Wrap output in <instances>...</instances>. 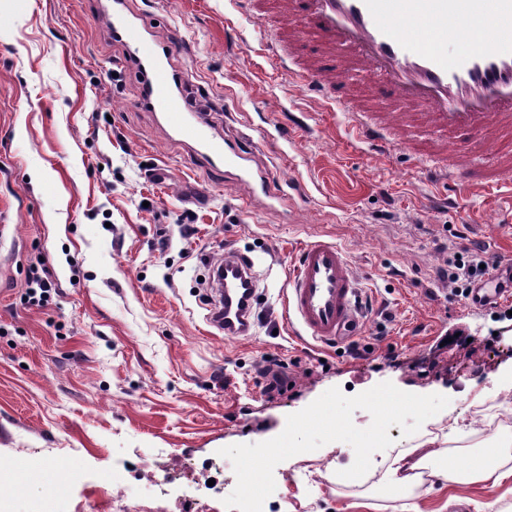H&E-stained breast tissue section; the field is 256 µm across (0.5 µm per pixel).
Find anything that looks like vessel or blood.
Listing matches in <instances>:
<instances>
[{
  "label": "vessel or blood",
  "instance_id": "obj_1",
  "mask_svg": "<svg viewBox=\"0 0 512 512\" xmlns=\"http://www.w3.org/2000/svg\"><path fill=\"white\" fill-rule=\"evenodd\" d=\"M114 0L112 35L138 64L140 104L160 114L178 140L190 143L210 168L236 171L252 195L269 194L268 172L248 166L250 154L237 140L218 135L205 112L189 104L188 71L172 68L176 47L150 43L145 23L129 18ZM256 15L275 10L285 24L271 32L268 48L287 54V43L301 39L289 19L301 16L323 48L321 57L295 62L287 73L317 87L322 98L347 112L358 137L380 152L408 151L407 139L392 135L393 125L421 124L441 132L465 131L445 168L452 189L492 185L512 172V154L489 152L485 130L512 133V0H249ZM366 74L371 87L389 89L403 113L367 112L357 107L344 76ZM493 154L492 173L472 175L475 157ZM218 285L210 322L225 337L249 335L259 276L250 258L225 253L211 270ZM359 279L346 253L317 241L306 245L289 275L287 302L313 339L328 343L355 330Z\"/></svg>",
  "mask_w": 512,
  "mask_h": 512
}]
</instances>
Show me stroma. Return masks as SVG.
<instances>
[{"mask_svg": "<svg viewBox=\"0 0 512 512\" xmlns=\"http://www.w3.org/2000/svg\"><path fill=\"white\" fill-rule=\"evenodd\" d=\"M129 3L158 40L181 45L172 62L189 69L190 97L218 132L244 138L280 198L246 204L243 188L168 141L138 103L109 0H0V461L17 485L0 512H31L48 486L57 512H144L182 451L193 466L168 485L169 512L223 499L236 475L219 449L279 435L330 388L354 396L387 381L450 403L412 435L389 429L376 484L341 478L355 459L344 442L279 463V512H512V477L445 487L428 476L402 496L383 479L385 460L431 434L442 458L468 460L475 407L512 414V298L475 307L438 277L479 245L512 266V179L445 204L438 132L414 126L408 152L361 143L344 112L275 63L245 0ZM228 24L239 41H225ZM316 240L341 247L359 278L363 357L288 318V275ZM227 249L260 277L252 331L233 339L206 322L196 258ZM37 263L56 287L42 308L23 300ZM269 358L288 378L268 393ZM62 457L74 464L65 476ZM116 476L126 495L104 503L98 489Z\"/></svg>", "mask_w": 512, "mask_h": 512, "instance_id": "35a3bbf8", "label": "stroma"}]
</instances>
